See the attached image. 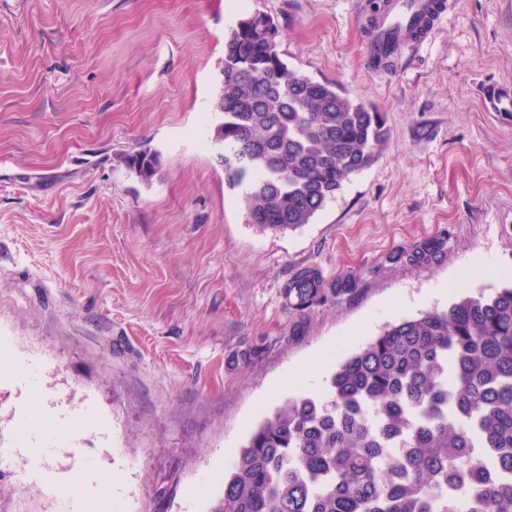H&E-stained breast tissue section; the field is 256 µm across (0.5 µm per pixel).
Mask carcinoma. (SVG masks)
I'll return each instance as SVG.
<instances>
[{
	"mask_svg": "<svg viewBox=\"0 0 512 512\" xmlns=\"http://www.w3.org/2000/svg\"><path fill=\"white\" fill-rule=\"evenodd\" d=\"M274 19L241 20L224 43L214 111L230 187L250 223H311L389 140L383 113L290 68ZM395 36L372 56L392 66ZM160 157L129 168L146 182ZM325 291L300 271L284 288L306 309ZM211 512H512V284L387 325L333 371L321 397L288 400L224 474Z\"/></svg>",
	"mask_w": 512,
	"mask_h": 512,
	"instance_id": "cac0c4a2",
	"label": "carcinoma"
}]
</instances>
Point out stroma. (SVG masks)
I'll use <instances>...</instances> for the list:
<instances>
[{
	"label": "stroma",
	"instance_id": "1",
	"mask_svg": "<svg viewBox=\"0 0 512 512\" xmlns=\"http://www.w3.org/2000/svg\"><path fill=\"white\" fill-rule=\"evenodd\" d=\"M448 2L378 70L369 0H0V445L43 460L24 488L0 474V512H210L288 399L387 324L512 281V0ZM257 12L290 68L390 129L283 234L249 223L213 142L224 40ZM308 267L353 292L292 309ZM128 166L137 171L138 175L146 182H150L155 176L160 157L157 152L142 151L130 156Z\"/></svg>",
	"mask_w": 512,
	"mask_h": 512
}]
</instances>
